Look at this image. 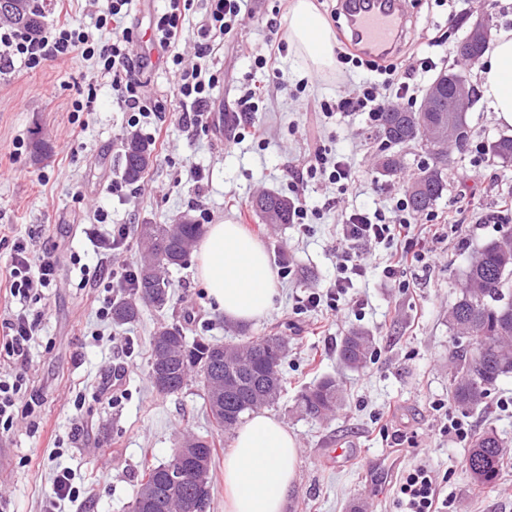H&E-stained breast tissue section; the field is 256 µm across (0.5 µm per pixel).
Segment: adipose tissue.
Returning <instances> with one entry per match:
<instances>
[{"mask_svg": "<svg viewBox=\"0 0 512 512\" xmlns=\"http://www.w3.org/2000/svg\"><path fill=\"white\" fill-rule=\"evenodd\" d=\"M288 42L303 70L336 71V37L315 0H292ZM498 119L512 126V31H498L479 73ZM198 279L226 319L254 322L279 295L262 243L240 225H209L196 250ZM299 461L296 437L274 417L253 415L235 434L224 459L225 512H281Z\"/></svg>", "mask_w": 512, "mask_h": 512, "instance_id": "adipose-tissue-1", "label": "adipose tissue"}]
</instances>
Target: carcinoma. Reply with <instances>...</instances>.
<instances>
[{
  "mask_svg": "<svg viewBox=\"0 0 512 512\" xmlns=\"http://www.w3.org/2000/svg\"><path fill=\"white\" fill-rule=\"evenodd\" d=\"M21 14L1 13L15 25L37 33L44 25L45 11L39 0H20ZM454 123L460 119L456 112H417L416 129L427 128L440 120ZM383 142L382 151L393 145L405 144L410 133L391 125V112L383 113L377 124ZM434 159L433 176L426 180L423 166L403 185L408 208L423 213L433 208L447 190L449 153L452 144L437 146L423 144ZM492 150L497 163H512V136L502 135ZM154 153L149 142L129 131L123 138V176L129 183L138 182L152 166ZM252 211L262 221L274 211L275 223L290 224L293 202L278 193L264 192L251 201ZM155 239L139 237L141 251L136 268L135 288L128 296L112 302V323L123 326L134 322L139 315L138 304L143 302L157 309L167 306L170 294L165 275L152 279L145 275L148 266L163 271L181 266L189 258L202 236V225L193 221L179 224L153 225ZM448 327L454 336L458 363L451 382V398L462 409H473L485 403L498 381L512 376V229L486 243L469 259L462 278V288L448 312ZM170 356L167 386L155 390L174 394L188 385L191 376L200 378L205 390L206 407L220 431H231L242 422L246 413L274 403L282 392L281 366L288 347L281 336H245L238 343H212L204 340L189 342L184 330L177 325L162 324L151 337L149 379H154V365L160 347ZM374 339L364 330H352L339 347L340 360L348 367L360 368L371 360ZM299 401L305 413L323 419L338 409L341 390L332 377H323L302 390ZM180 447L188 448L185 466L188 479L197 472H206V488L188 486L171 489L167 495V512H178L183 495L194 492L211 501V467L215 440L186 435ZM505 451L503 439L493 430L479 433L466 454V466L473 480L483 488L492 489L500 476ZM164 465L144 464L131 512H151L142 497L146 488L163 489Z\"/></svg>",
  "mask_w": 512,
  "mask_h": 512,
  "instance_id": "1",
  "label": "carcinoma"
}]
</instances>
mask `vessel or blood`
<instances>
[{"label": "vessel or blood", "mask_w": 512, "mask_h": 512, "mask_svg": "<svg viewBox=\"0 0 512 512\" xmlns=\"http://www.w3.org/2000/svg\"><path fill=\"white\" fill-rule=\"evenodd\" d=\"M350 24L362 51L380 55L393 49L403 27V0H350Z\"/></svg>", "instance_id": "1"}]
</instances>
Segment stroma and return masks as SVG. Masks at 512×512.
I'll use <instances>...</instances> for the list:
<instances>
[{"label":"stroma","instance_id":"1","mask_svg":"<svg viewBox=\"0 0 512 512\" xmlns=\"http://www.w3.org/2000/svg\"><path fill=\"white\" fill-rule=\"evenodd\" d=\"M292 0H252V13L210 59L223 74L214 89L215 119L232 122L238 99L256 86L264 96L258 118L265 143L252 137L225 148L217 132L189 128L179 120L173 97L175 77L162 64L152 43L151 18L165 0H136L131 19L138 29L136 54L149 57L142 75L147 98L165 104L153 116L162 127L167 149L155 153L149 171L113 195V179L122 177V139L128 113L114 100L111 81L80 54L46 62L30 71L0 72V269L10 263L15 241L32 255L49 252L59 261L56 285L27 306L38 324L32 363L25 373L27 393L38 405L32 416L17 417L0 434V512H41L53 474L65 467L80 491L78 501H59L56 512H130L143 461L167 462L183 433L219 435L210 512H224V457L232 433H217L205 409L204 390L189 382L180 393L158 394L149 372L150 336L162 323L183 326L189 339L238 341L241 335L276 333L287 337L282 365L285 390L268 412L299 442L296 481L284 504L286 512H351L362 497L374 512H400L398 485L410 470L425 467L436 481L442 512H512V377L502 379L486 405L458 409L450 396L455 369L454 340L448 311L459 292L469 255L512 227V166L491 164L486 148L503 126L484 95L469 108L471 140L465 151L451 152L448 189L434 212L438 238L420 247L436 253V263H416L401 270L403 288L384 275L390 248H368L364 276L337 300L327 293L336 275L341 226L333 185L309 183L301 193L312 217L308 225L261 223L249 207L263 192L291 195L293 178L313 157L316 143L345 153L358 178L345 195L348 208L380 207L391 211L401 198L409 172L427 164L417 145H402L406 169L394 175L378 169L381 142L367 131L366 116L324 119L318 131L305 129L301 106L306 100H331L356 88L367 72L337 64L331 77L299 70L291 52L279 59L283 83L254 66L269 40L288 37ZM415 25L401 52L413 63L433 58L436 71L455 64L452 43L464 38L476 11L473 0H408ZM450 32V43L430 46L435 35ZM96 88L92 109L75 111L76 101ZM42 140L47 153L35 156ZM204 171L203 180L192 177ZM481 169L479 183L464 177ZM108 223L136 229L140 224L198 220L207 210L212 223L242 225L263 244L278 273L279 296L263 319L240 324L217 311L197 277L196 259L169 269L172 297L161 310L145 307L137 322L114 326L98 315L105 298H119V286H84L74 256L90 252L85 234L95 224L97 208ZM316 292L318 307L304 308L300 297ZM368 331L375 353L359 369L343 365L338 348L349 330ZM330 375L343 389L336 414L319 421L299 412V391ZM468 422L472 433L493 429L509 450L495 490L478 488L465 464L467 443L445 434L448 418ZM347 448L334 454L336 445Z\"/></svg>","mask_w":512,"mask_h":512}]
</instances>
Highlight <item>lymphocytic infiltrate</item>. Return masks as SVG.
<instances>
[{"mask_svg": "<svg viewBox=\"0 0 512 512\" xmlns=\"http://www.w3.org/2000/svg\"><path fill=\"white\" fill-rule=\"evenodd\" d=\"M197 1L202 4L203 15L196 29L190 31L184 27L183 19ZM131 4L132 0H107L98 23L99 28L110 31V38L105 42L94 39L68 20L55 23L37 35L0 21V71L17 65L34 70L47 61L80 53L83 58L94 61L102 74L110 77L118 107L129 113V125L139 126L151 113L160 111L161 105L148 100L143 93L141 76L151 61L133 52L137 33L124 24ZM249 12L248 0H168L166 8L155 15L154 38L177 77L173 96L181 110L180 120L186 126H208L210 114L207 107L219 82L216 72L202 68L201 59L211 57L225 36L232 34ZM188 40L194 42L198 58L197 63L191 65L186 64L178 51L179 45ZM340 58L343 63L357 68L367 67L376 72L377 77L336 100L319 101V116L330 118L338 113L347 117L354 112H363L369 122L374 123L381 112L391 109L394 103L413 101L415 87L410 83V72L398 63L388 58L366 61L346 52L341 53ZM355 178L356 172L343 154H331L322 148L315 150L313 160L296 175L297 183L323 180L337 185L343 194ZM89 236L95 246V281H113L127 288L133 287L134 271L112 261L113 253L128 246L127 225H113L104 233L93 229ZM368 241L393 244L389 263L384 268L390 279L400 268L427 258L426 253L417 248L419 235L409 218L399 214L389 216L379 208L344 214L340 239L343 260L336 267L332 297H339L351 288L354 277L363 276L366 264L358 247ZM57 278L55 256L47 254L39 261H31L26 244L15 242L6 279L9 293L20 308L0 320V428L10 429L14 423L25 384L23 371L31 361V348L37 339L36 325L24 306L40 299L43 289L50 287ZM400 493L406 512H441L440 491L424 468H417L407 475Z\"/></svg>", "mask_w": 512, "mask_h": 512, "instance_id": "obj_1", "label": "lymphocytic infiltrate"}]
</instances>
